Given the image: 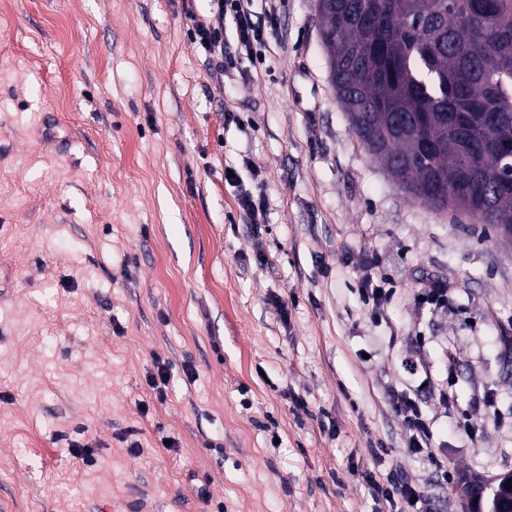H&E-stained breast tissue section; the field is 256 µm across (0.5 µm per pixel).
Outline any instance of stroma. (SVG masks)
I'll return each instance as SVG.
<instances>
[{
	"mask_svg": "<svg viewBox=\"0 0 512 512\" xmlns=\"http://www.w3.org/2000/svg\"><path fill=\"white\" fill-rule=\"evenodd\" d=\"M277 7L220 82L188 33L208 0H0V512H411L369 471L465 512L512 471V242L409 202L336 100L316 0ZM239 206L251 224H259L264 219L267 203L263 194L255 197L252 193L245 192L239 199ZM448 287L439 282H430L418 292V300L434 308H444L448 304ZM157 374L151 373L148 376V384L155 392V396L159 401H164L167 397V389L170 382L169 365L159 358L155 359ZM396 411L402 417L406 430L409 433L411 449L419 451L426 447L431 439L429 423L422 413L408 401L397 402Z\"/></svg>",
	"mask_w": 512,
	"mask_h": 512,
	"instance_id": "35a3bbf8",
	"label": "stroma"
}]
</instances>
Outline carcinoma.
<instances>
[{"label":"carcinoma","instance_id":"1","mask_svg":"<svg viewBox=\"0 0 512 512\" xmlns=\"http://www.w3.org/2000/svg\"><path fill=\"white\" fill-rule=\"evenodd\" d=\"M330 83L402 188L512 226V0H317Z\"/></svg>","mask_w":512,"mask_h":512}]
</instances>
